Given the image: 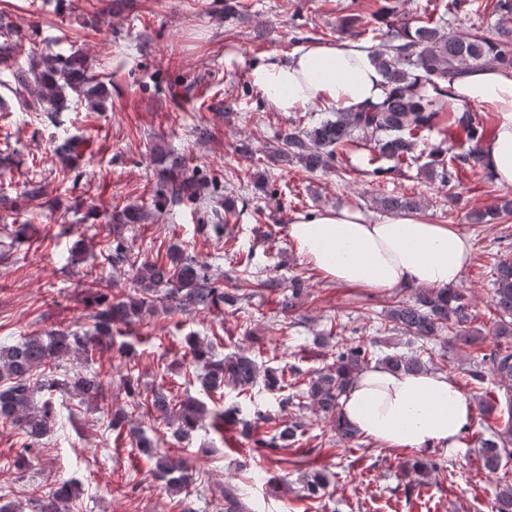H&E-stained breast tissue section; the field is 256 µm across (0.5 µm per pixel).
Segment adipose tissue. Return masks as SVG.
I'll return each mask as SVG.
<instances>
[{
  "label": "adipose tissue",
  "instance_id": "adipose-tissue-1",
  "mask_svg": "<svg viewBox=\"0 0 512 512\" xmlns=\"http://www.w3.org/2000/svg\"><path fill=\"white\" fill-rule=\"evenodd\" d=\"M250 77L279 112L308 106L355 109L379 102L387 92L372 51L355 42L311 43L287 59L255 66ZM448 101L496 108V134L484 147L483 162L497 185L511 187L512 72H474L452 85ZM289 235L325 278L377 292L448 287L471 258L466 235L420 211L373 222L356 207H329L294 215ZM340 407L364 438L425 452L455 447L473 418L471 401L447 374L394 372L381 364L355 377Z\"/></svg>",
  "mask_w": 512,
  "mask_h": 512
}]
</instances>
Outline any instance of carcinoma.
Segmentation results:
<instances>
[{
    "label": "carcinoma",
    "instance_id": "obj_1",
    "mask_svg": "<svg viewBox=\"0 0 512 512\" xmlns=\"http://www.w3.org/2000/svg\"><path fill=\"white\" fill-rule=\"evenodd\" d=\"M378 25L369 29L372 40L378 42L374 50L376 63L381 70L389 92L376 104L357 109H334L330 115L313 126L292 121L277 136L279 146L271 154L275 163L297 162L310 173L342 168L346 149L364 136L373 144L371 151L380 157L393 160L396 165H411L419 134L439 125V118L449 112V125L440 131L441 143L450 144L452 155L436 147L429 153L430 161L424 164L426 175L437 178L448 188V201L458 198L454 184V167L484 173L481 163V143L489 137L487 122L478 119L465 109L448 111V88L465 76L480 70L512 69V27L500 26L493 37L480 31L456 34L448 31L443 18H434L424 12L414 22L401 20L391 0L375 12ZM14 31L0 24V76L15 85L19 95L29 93L26 102L32 112H56L65 90L84 97L91 112H98L107 94L106 86L92 73L85 54L79 50L68 54L48 50L33 55L26 67L14 60ZM154 162L160 166L162 184L155 194L153 207L159 211L174 206L185 199H197L204 194L208 181L184 173V163L173 158L157 146ZM375 204L386 212L402 214L421 211L422 199L405 195H383ZM502 216H512V198L501 197L499 204L490 210H472L469 219L474 224H487ZM147 219L145 207L125 206L113 209L106 217L112 225V239L105 242L102 256L114 268L128 260V247L124 231ZM254 256L252 251L240 254L235 276L230 278L234 291L226 292L215 285L205 266L194 259L178 244H171L166 260H147L137 267L132 290L116 296L109 285L93 280L86 285L91 325L80 335L66 330H53L45 336H31L22 342H0V422L8 423L22 435L21 449L15 466L29 462L42 439L60 423L53 403L45 399L35 402L38 393L50 391L59 384L55 370L60 361L79 356L91 361L95 356L124 346H115L114 335L121 328H132L147 315L157 312L159 297L168 302L170 312H192L217 308L223 304L234 306L247 301L261 290H282L281 312L297 311L305 292V279L293 276L284 285L275 278H253ZM492 276L491 311L492 337L479 348V354L463 369L465 386L479 389V414L481 418L497 410L499 398L488 389V376L501 382L512 381V260L494 257ZM390 309L383 329L369 339H360L349 345L336 346L333 362L325 370L314 371L306 387L280 398L279 405L287 408L295 401L306 399L317 411L332 418L337 442L348 444L361 438L358 430L343 421L339 401L351 380L372 362L383 363L394 371L418 372L428 367L424 356L430 355L427 343L446 334V348L458 344L472 345L477 337L470 328L472 317L466 294L457 288L440 290L421 289L411 300L398 296L389 299ZM393 333L407 338L404 351H385L389 346L382 333ZM193 363L202 368L200 382L209 394L231 387L244 393L254 387L259 376H264L263 387L284 392L292 387L287 374L295 368L267 369L260 371L254 359L245 354H231L219 358L213 346L195 336L185 338ZM83 402L105 400L104 388L93 372L75 373L64 383ZM125 388L131 410L119 408L106 415V429L129 438L147 457L152 474L163 481L174 494L186 490L195 481L193 466L183 458L171 456L148 437L145 430L133 423V413L144 412L163 423L169 430L168 447H175L192 437L205 417L202 402L195 398L173 401L159 390L147 395L140 391L138 381L131 375L125 377ZM238 406L220 408L213 412L209 430L224 435V430L244 427L253 440L255 450L270 454L282 448H291L299 442L306 423L296 417L288 423H277L261 414L255 424L240 423ZM269 430L260 432L261 425ZM479 457L484 469L494 474L502 464L512 460V426L502 434L482 438L478 442ZM441 464L432 459L414 458L412 471L427 477L440 470ZM326 487L322 471L306 472L303 485L305 496L316 499ZM79 497V487L64 482L47 491H32V512H74V502ZM496 512H512V484L497 487Z\"/></svg>",
    "mask_w": 512,
    "mask_h": 512
}]
</instances>
